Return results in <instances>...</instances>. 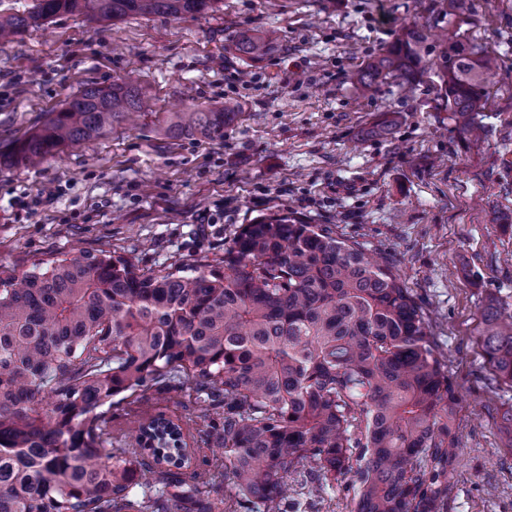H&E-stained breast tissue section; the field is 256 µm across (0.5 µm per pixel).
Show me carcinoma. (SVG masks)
Wrapping results in <instances>:
<instances>
[{
	"label": "carcinoma",
	"instance_id": "cac0c4a2",
	"mask_svg": "<svg viewBox=\"0 0 512 512\" xmlns=\"http://www.w3.org/2000/svg\"><path fill=\"white\" fill-rule=\"evenodd\" d=\"M218 0H33L0 16V42L64 14L109 24L133 15L179 19ZM273 32L240 33L259 63ZM440 66L427 30L406 26L352 76L362 92L433 75L449 119L474 145L484 75L496 58L459 30L443 34ZM152 98L128 76L86 84L16 140L6 167L33 166L95 140ZM234 108L172 112L171 139L224 135ZM483 355L512 388V313L481 315ZM189 389L212 427L197 465L182 425L161 413L112 447V397ZM458 397L430 320L387 254L329 224L273 214L241 225L224 259L144 268L101 250L0 266V512H297L288 480L309 496L341 487L348 512H448L458 448ZM224 469V495L210 467Z\"/></svg>",
	"mask_w": 512,
	"mask_h": 512
}]
</instances>
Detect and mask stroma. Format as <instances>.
<instances>
[{
  "label": "stroma",
  "mask_w": 512,
  "mask_h": 512,
  "mask_svg": "<svg viewBox=\"0 0 512 512\" xmlns=\"http://www.w3.org/2000/svg\"><path fill=\"white\" fill-rule=\"evenodd\" d=\"M436 0H218L172 19L109 25L61 14L0 45V151L92 81L132 75L155 109L35 167H0V265L112 250L147 268L219 258L240 225L279 209L335 224L369 252L389 251L459 394L462 448L448 512H512V388L493 381L478 342L489 302L512 311V0H466L454 17ZM461 28L487 45L484 146L468 149L434 91L393 80L364 94L352 72L404 26ZM272 30L274 51L248 65L239 31ZM231 104L224 137L173 140L169 113ZM389 134L371 135L384 115ZM166 413L205 436L194 397L157 390L115 400L112 435Z\"/></svg>",
  "instance_id": "35a3bbf8"
}]
</instances>
